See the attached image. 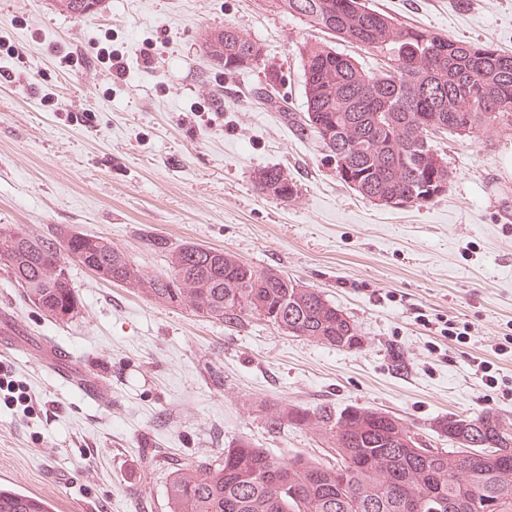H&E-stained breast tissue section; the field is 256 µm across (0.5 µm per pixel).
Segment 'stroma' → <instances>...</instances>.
Segmentation results:
<instances>
[{
    "label": "stroma",
    "instance_id": "35a3bbf8",
    "mask_svg": "<svg viewBox=\"0 0 512 512\" xmlns=\"http://www.w3.org/2000/svg\"><path fill=\"white\" fill-rule=\"evenodd\" d=\"M368 4L512 52V0ZM17 16L29 25H13ZM227 22L262 46L260 68L228 75L203 55L205 30ZM107 31L124 55L121 81L91 54ZM0 36L23 52L32 78L54 67L51 43L85 55L57 95L70 110L97 112L85 127L43 111L26 87L0 85V225L100 236L150 275L168 269L147 247L151 236L226 250L321 290L362 339L342 351L260 319L227 327L76 264L83 308L62 323L0 271V333L21 341L0 369L27 399L0 400L1 485L43 497L52 512H167L174 468L242 440L281 458L327 460L314 431L269 427L284 405L380 409L430 448L449 445L434 427L443 417L490 412L512 424V174L501 169L512 126L474 141L445 137L447 194L385 206L343 184L329 150L288 122L305 106L297 45L320 33L265 0H106L83 18L50 0H0ZM266 166L297 181L296 200L256 190ZM448 321L467 336H445ZM52 347L75 359L101 402L46 368ZM479 358L493 363L496 387Z\"/></svg>",
    "mask_w": 512,
    "mask_h": 512
}]
</instances>
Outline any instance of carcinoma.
Listing matches in <instances>:
<instances>
[{"label":"carcinoma","instance_id":"cac0c4a2","mask_svg":"<svg viewBox=\"0 0 512 512\" xmlns=\"http://www.w3.org/2000/svg\"><path fill=\"white\" fill-rule=\"evenodd\" d=\"M53 2L70 16L85 17L105 0ZM267 2L332 36L298 48L305 110L297 127L349 168L353 181L343 183L362 197L425 205L451 184L431 132L474 137L490 126H512V52L403 24L365 0ZM336 41L376 56L379 68L359 66L336 50ZM202 49L228 74L257 67L263 53L231 24L206 32ZM254 182L259 193L282 202L300 194L280 168L257 170ZM146 245L165 254L168 271L148 276L112 241L68 226L43 236L1 224L0 269L55 321L81 313L70 276L75 262L159 306L183 307L229 327L258 317L338 350L353 349L359 339L355 323L320 290L279 269L193 242L174 247L153 237ZM483 418L487 444H469L464 419L450 417L435 429L454 447L429 450L406 441L411 429L402 419L377 409L283 406L269 427L286 423L317 431L332 460L302 454L283 460L241 441L224 449L220 460L200 458L174 469L168 512H486L490 502L494 512H512V425L490 412ZM0 512H49V504L0 486Z\"/></svg>","mask_w":512,"mask_h":512}]
</instances>
